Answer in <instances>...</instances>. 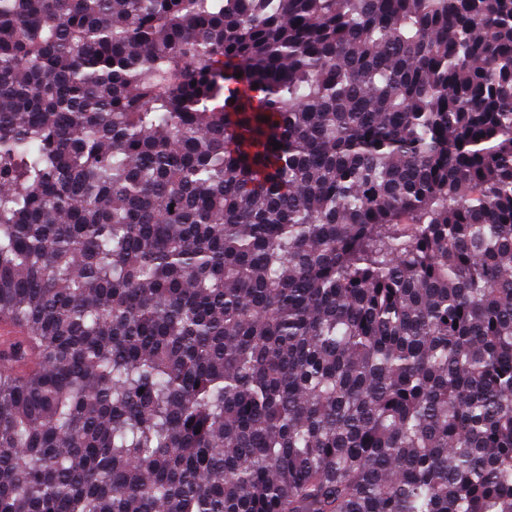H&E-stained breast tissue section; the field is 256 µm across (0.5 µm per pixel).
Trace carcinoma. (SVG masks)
<instances>
[{
  "label": "carcinoma",
  "mask_w": 512,
  "mask_h": 512,
  "mask_svg": "<svg viewBox=\"0 0 512 512\" xmlns=\"http://www.w3.org/2000/svg\"><path fill=\"white\" fill-rule=\"evenodd\" d=\"M0 323V512H512V0H0Z\"/></svg>",
  "instance_id": "cac0c4a2"
}]
</instances>
